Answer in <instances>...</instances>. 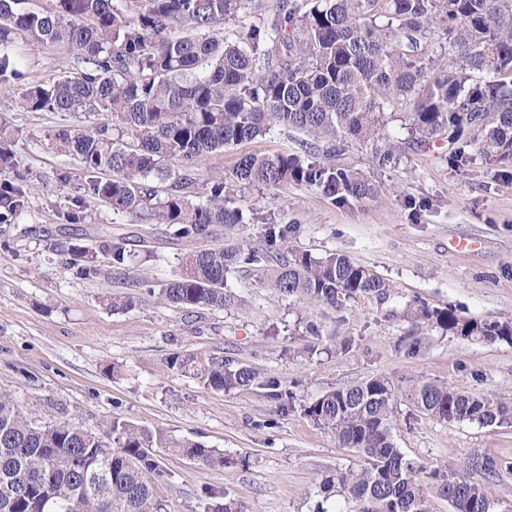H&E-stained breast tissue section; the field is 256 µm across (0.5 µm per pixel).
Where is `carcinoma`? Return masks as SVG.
Returning a JSON list of instances; mask_svg holds the SVG:
<instances>
[{
  "label": "carcinoma",
  "instance_id": "obj_1",
  "mask_svg": "<svg viewBox=\"0 0 512 512\" xmlns=\"http://www.w3.org/2000/svg\"><path fill=\"white\" fill-rule=\"evenodd\" d=\"M251 0H145L130 14L121 0H54L48 11L28 0H0V100L14 94L21 73L11 53L17 40L63 47L84 68L49 82L30 83L19 101L31 112L63 117L101 115L93 128L62 124L52 148L76 158L86 174L83 203L131 216L137 223L179 226L183 238H211L242 223L226 194L238 186L304 185L348 205L374 198L378 185L332 158L351 144L370 148L380 171L397 163L385 106L407 109L406 141L418 150L448 141V164L476 156L512 168V0H310L301 12L280 3L270 20L246 35L218 37L217 25ZM447 46L448 61L420 57L431 43ZM304 131L325 142V159L307 150L248 153L230 176L199 187L209 156L264 136L271 125ZM15 137L0 120V208L3 217L27 196ZM169 181L161 195L154 180ZM208 199L195 202L200 190ZM264 244L230 240L189 253L181 272L148 294L182 307L224 308L235 269L266 268L267 285L308 305L340 307L360 297L383 299L390 284L338 252L273 254L286 227L264 222ZM69 266L85 278L105 270L88 250L68 247ZM418 327L454 336L512 344V322L478 320L451 307L420 303L406 310ZM257 372L213 359L204 373L213 390L249 387ZM417 410L448 423L512 424V410L476 393L430 382L411 394ZM317 425L363 456L357 470L320 484L315 512H429L433 488L452 512H512L488 486L501 462L474 454L428 472L406 460L393 439L395 394L373 377L328 392L305 408ZM156 448H169L205 467L224 454L173 441L119 417L102 432L70 421L36 425L0 392V512H161L155 480L163 476Z\"/></svg>",
  "mask_w": 512,
  "mask_h": 512
}]
</instances>
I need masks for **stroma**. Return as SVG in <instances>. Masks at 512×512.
<instances>
[{"mask_svg": "<svg viewBox=\"0 0 512 512\" xmlns=\"http://www.w3.org/2000/svg\"><path fill=\"white\" fill-rule=\"evenodd\" d=\"M25 82H49L74 71L63 47L18 42ZM15 134L28 194L21 211L0 222V391L32 423L70 418L100 432L119 417L215 448L229 464L209 468L163 453L155 485L164 512H204L214 491L244 512H312L320 484L357 469L361 454L315 425L304 409L319 396L375 376L397 399L395 443L417 465L433 469L471 453L498 458L497 497L512 504V426L447 424L419 413L410 395L421 382L481 394L512 407V345L466 340L434 329L412 332L402 312L412 301L453 307L479 320L512 321V170L473 159L448 163L435 140L402 153L376 172L368 148L352 145L339 163L374 177V199L337 205L303 185L236 188L243 213L231 238L257 242L262 221L292 225L278 240L284 253L315 258L340 252L388 280L385 300L361 297L339 309L312 306L267 288L256 271L230 275L224 309L180 308L158 301L146 285L179 273L183 256L208 240L182 238L167 224H139L123 213L78 203L85 172L52 149L60 114L0 105ZM305 133L273 126L265 136L210 156L199 183L230 174L247 153L301 150ZM76 213L70 221L68 213ZM123 239L124 270L111 271V241ZM89 249L103 277L86 279L66 263L68 246ZM135 297L128 311L107 296ZM190 370L173 368V356ZM253 368L247 388L216 391L200 378L212 358Z\"/></svg>", "mask_w": 512, "mask_h": 512, "instance_id": "35a3bbf8", "label": "stroma"}]
</instances>
